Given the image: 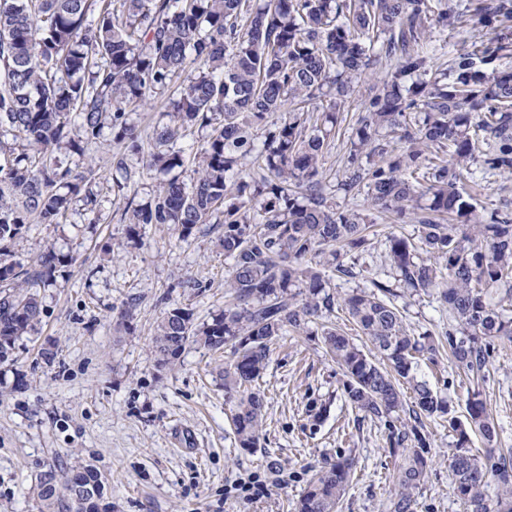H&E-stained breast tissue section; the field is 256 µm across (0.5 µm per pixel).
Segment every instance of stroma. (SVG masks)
I'll list each match as a JSON object with an SVG mask.
<instances>
[{
    "label": "stroma",
    "mask_w": 512,
    "mask_h": 512,
    "mask_svg": "<svg viewBox=\"0 0 512 512\" xmlns=\"http://www.w3.org/2000/svg\"><path fill=\"white\" fill-rule=\"evenodd\" d=\"M371 87L360 83L341 108L327 177L341 166ZM113 151L108 133L88 151L95 211L73 201L60 223L30 225L11 248V261L29 269L49 249L62 263L53 285L39 291L36 331L0 364V512H37L31 488L39 474L88 461L108 477L112 512H294L310 467L343 455L356 465L340 512H384L400 460L388 450L383 422L360 419L345 401L319 324L310 335L281 337L256 381L265 426L253 453L239 448L224 401L231 352L189 346L175 366L158 364L151 338L157 317L185 307L203 322L223 310L231 261L216 246V224L185 242L172 226L149 224L129 244L125 203L111 189ZM395 303L412 333L447 331L448 313L435 294ZM419 373L453 415H464L469 383L462 372L442 358L421 362ZM480 390L499 447L512 448V344L495 343ZM423 432L432 463L416 512H466L452 490L453 432L442 417L425 419ZM248 472L267 478L266 497L228 494Z\"/></svg>",
    "instance_id": "obj_1"
}]
</instances>
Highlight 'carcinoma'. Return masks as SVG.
Segmentation results:
<instances>
[{"instance_id": "1", "label": "carcinoma", "mask_w": 512, "mask_h": 512, "mask_svg": "<svg viewBox=\"0 0 512 512\" xmlns=\"http://www.w3.org/2000/svg\"><path fill=\"white\" fill-rule=\"evenodd\" d=\"M0 0V363L15 341L34 330L38 289L54 279L58 255L38 268L8 263L28 224H57L79 195L97 203L92 163L64 167L55 152L84 157L108 129L124 151L112 155V189L125 197L128 240L148 224H171L186 241L202 224H222L218 246L232 264L224 276V310L198 323L188 310L161 313L153 331L158 362L173 365L188 345L218 352L228 346L224 399L239 447H261L264 396L252 388L273 346L292 330L338 307L371 345L364 350L325 326L326 351L343 373L352 408L385 422L389 452L402 459L386 512H415L431 460L423 418L449 413L418 377L421 359L446 353L472 381L485 380L489 347L512 343V200L490 213L459 187L474 169L512 191V0ZM495 26L473 41L450 71L431 72L426 42L437 27ZM394 71L364 105L356 139L338 172L324 181L323 158L338 112L367 76L371 58ZM417 80L402 89L405 77ZM171 91L168 121L149 135L153 149L138 168L128 154L143 150L129 113ZM255 167L252 129L268 115ZM207 131L195 154L193 179L180 180L187 159L177 147L194 128ZM153 198L128 189L146 174ZM366 194L367 207L336 203V194ZM419 225L418 242L389 233L386 260L394 282L330 291L358 268L371 245L374 214ZM435 291L448 309V332L410 333L389 300L399 290ZM413 393L405 407L403 388ZM457 436L449 459L453 492L468 512H512V449L491 448L488 467L466 450L470 435L495 441L492 413L480 392L465 420L448 418ZM354 458L326 460L314 470L295 512H337ZM107 481L93 463L46 471L32 487L38 512H102L95 501L73 510L71 484ZM495 482L489 499L485 487Z\"/></svg>"}]
</instances>
